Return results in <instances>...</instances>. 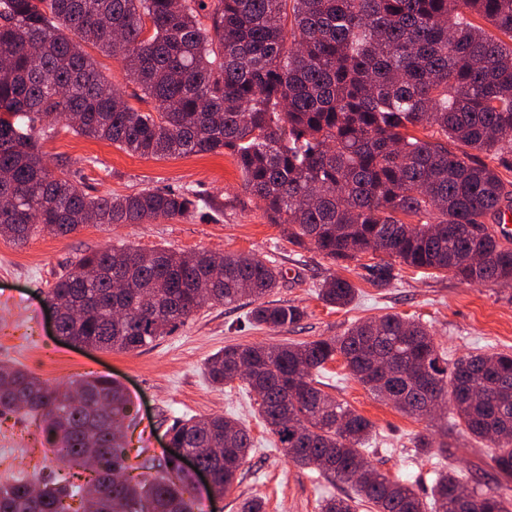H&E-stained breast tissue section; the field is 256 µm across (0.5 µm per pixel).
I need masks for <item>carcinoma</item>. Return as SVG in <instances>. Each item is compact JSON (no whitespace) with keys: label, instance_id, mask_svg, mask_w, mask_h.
Wrapping results in <instances>:
<instances>
[{"label":"carcinoma","instance_id":"1","mask_svg":"<svg viewBox=\"0 0 512 512\" xmlns=\"http://www.w3.org/2000/svg\"><path fill=\"white\" fill-rule=\"evenodd\" d=\"M510 40L512 0H0V236L24 241L47 226L65 236L198 208L189 190L91 196L54 174L32 129L66 120L141 157L229 153L288 242L335 262L381 253L466 283L511 284L512 243L488 218L512 207V193L480 158L512 156ZM85 45L121 57L156 111L129 105ZM283 279L250 255L121 245L79 257L47 299L67 340L134 352L209 303L246 297L255 323L295 326L303 309L263 301ZM317 296L344 307L356 288L334 277ZM338 356L408 416L429 419L430 401L451 402L439 444L414 437L420 454L450 457L458 430L491 442L492 470L512 480V352L451 360L426 325L386 314L340 336L227 346L204 370L217 386L248 384L289 461L351 485L354 495L325 499L321 512L362 502L374 512H512L499 483L451 467L428 501L375 469L365 457L371 422L314 378ZM130 411L106 376L61 389L0 365V419L38 421L59 462L87 472L0 482V512H196L176 458L130 463ZM168 433L214 470L218 496L252 447L248 428L223 415L177 420Z\"/></svg>","mask_w":512,"mask_h":512}]
</instances>
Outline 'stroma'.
<instances>
[{
  "label": "stroma",
  "instance_id": "obj_1",
  "mask_svg": "<svg viewBox=\"0 0 512 512\" xmlns=\"http://www.w3.org/2000/svg\"><path fill=\"white\" fill-rule=\"evenodd\" d=\"M93 57L101 75L131 105L153 111V101L142 99L120 59L98 51ZM39 145L50 166L62 168L89 194L191 189L203 200L193 215L147 224H88L67 236L36 233L22 243L0 237L1 362L23 366L53 386L85 375L106 376L122 385L132 401V445L144 447L147 456L156 459L164 455V435L175 419L224 414L249 428L253 446L238 481L217 498L207 488L196 490L201 512H239L241 501L255 496L264 499L265 512H321L325 498L351 491L349 485L328 482L314 468L288 461L259 417L246 382L216 387L207 380L204 363L224 346L312 341L341 335L361 320L398 313L431 327L448 358L474 351H512V285H470L449 271L404 265L396 266L389 284L378 285L370 270L378 256L336 263L312 246L288 243L280 227L269 223L260 204L245 192L230 155L144 158L75 134L62 123L40 137ZM120 244L144 251L165 246L183 252L244 253L274 262L284 281L271 300L304 308L306 315L297 326L271 329L253 322L247 302L210 306L135 352L103 351L57 336L46 305L48 288L80 256ZM336 275L358 290L345 308L329 307L317 297L319 284ZM319 379L337 401L372 422L375 437L367 456L373 466L409 482L422 497H429L436 473L444 467L462 473L484 468L482 444L464 434L450 458L416 456L413 439L426 431V422L375 397L341 360L328 362ZM59 468L34 423L20 414L0 421V481L19 473L45 476Z\"/></svg>",
  "mask_w": 512,
  "mask_h": 512
}]
</instances>
